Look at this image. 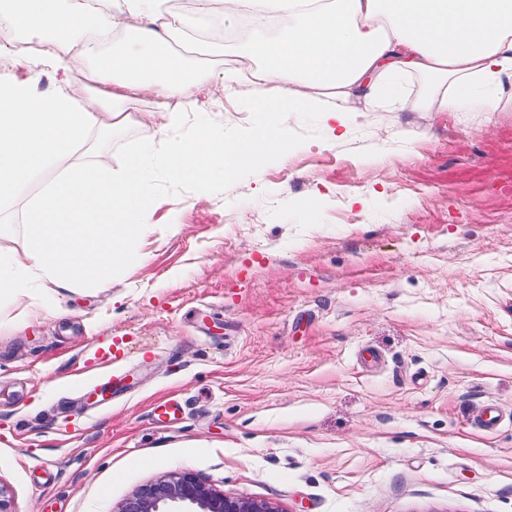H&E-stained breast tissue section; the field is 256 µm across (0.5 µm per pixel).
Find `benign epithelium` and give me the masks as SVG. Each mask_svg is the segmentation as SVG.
I'll return each mask as SVG.
<instances>
[{
  "label": "benign epithelium",
  "instance_id": "1",
  "mask_svg": "<svg viewBox=\"0 0 512 512\" xmlns=\"http://www.w3.org/2000/svg\"><path fill=\"white\" fill-rule=\"evenodd\" d=\"M117 512H280L266 500L224 493L190 472L165 475L132 493Z\"/></svg>",
  "mask_w": 512,
  "mask_h": 512
}]
</instances>
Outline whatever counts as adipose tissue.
I'll use <instances>...</instances> for the list:
<instances>
[{"mask_svg": "<svg viewBox=\"0 0 512 512\" xmlns=\"http://www.w3.org/2000/svg\"><path fill=\"white\" fill-rule=\"evenodd\" d=\"M165 3L124 0L131 45L92 67L99 90L66 81L50 94L36 89L42 67L69 70L63 47L94 48L113 20L82 0L0 8V19L41 45L17 60L24 77L0 75V204L46 182L25 209L27 247H0V298L20 301L37 287L110 289L114 271L140 260L132 245L153 222L148 184L161 176L217 187L288 155L295 144L278 130L280 113H317L334 132L346 113L396 109L410 77L437 89L420 110L494 112L512 82V0H196L198 16L219 13L225 27L249 18V53L263 64L247 109L263 121L246 132L201 118L188 134L184 115L210 73L185 69L172 53L176 26ZM278 18L288 31L269 36ZM129 94L154 99L146 115L154 137L117 171L102 156L76 161L101 112Z\"/></svg>", "mask_w": 512, "mask_h": 512, "instance_id": "ef3b65f1", "label": "adipose tissue"}]
</instances>
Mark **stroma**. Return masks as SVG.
I'll use <instances>...</instances> for the list:
<instances>
[{"label":"stroma","mask_w":512,"mask_h":512,"mask_svg":"<svg viewBox=\"0 0 512 512\" xmlns=\"http://www.w3.org/2000/svg\"><path fill=\"white\" fill-rule=\"evenodd\" d=\"M223 73L249 35L196 50ZM258 87L198 96L252 128ZM90 144L113 168L152 138L150 100ZM219 189L152 184L140 263L106 291L0 302V485L13 512H117L189 471L281 512H512V85L497 112H351ZM109 345L118 359L102 363ZM134 379L109 405L86 392ZM181 411L159 423L155 403ZM503 420L472 419L486 403Z\"/></svg>","instance_id":"stroma-1"}]
</instances>
